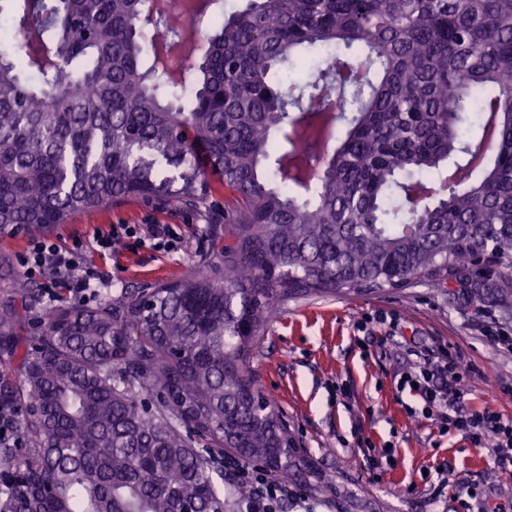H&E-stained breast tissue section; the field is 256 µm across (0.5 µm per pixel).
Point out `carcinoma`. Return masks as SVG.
Segmentation results:
<instances>
[{
    "mask_svg": "<svg viewBox=\"0 0 512 512\" xmlns=\"http://www.w3.org/2000/svg\"><path fill=\"white\" fill-rule=\"evenodd\" d=\"M13 2L0 234L133 197L203 207L222 188L236 207L219 279L62 299L25 342L39 291L0 303V405L24 442L0 448V512H224L226 451L326 492L254 350L306 296L420 277L512 295L477 268L512 267V0H250L176 79L143 39L179 37L175 0ZM313 50L318 73L280 76ZM324 112L346 125L327 155L295 134Z\"/></svg>",
    "mask_w": 512,
    "mask_h": 512,
    "instance_id": "cac0c4a2",
    "label": "carcinoma"
}]
</instances>
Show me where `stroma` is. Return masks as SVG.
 <instances>
[{
    "instance_id": "1",
    "label": "stroma",
    "mask_w": 512,
    "mask_h": 512,
    "mask_svg": "<svg viewBox=\"0 0 512 512\" xmlns=\"http://www.w3.org/2000/svg\"><path fill=\"white\" fill-rule=\"evenodd\" d=\"M232 207L223 191L199 209L166 198H130L75 215L47 235L64 246L73 236H91L98 225H173L181 242L171 251L87 248L85 265L111 272L117 293L195 273L219 276L215 247L224 241V217ZM27 239L24 232L0 236V257L7 262L0 298L18 288L39 289L41 303L27 315L33 333L46 310L68 296L69 285L63 276L49 281L23 275L18 260ZM496 326L512 329V313L499 301H471L456 296L448 283L424 278L406 288L291 301L269 320L251 367L297 448L332 481L326 495L310 494L313 512H463L460 483L477 493L487 512L512 502V477L494 469L488 450L409 416L404 405L411 397L398 395L394 383L418 356L442 347L469 368L467 408L489 401L512 417V352L484 336ZM340 382L352 392L350 404L336 400ZM387 450L394 466L371 470V460Z\"/></svg>"
}]
</instances>
